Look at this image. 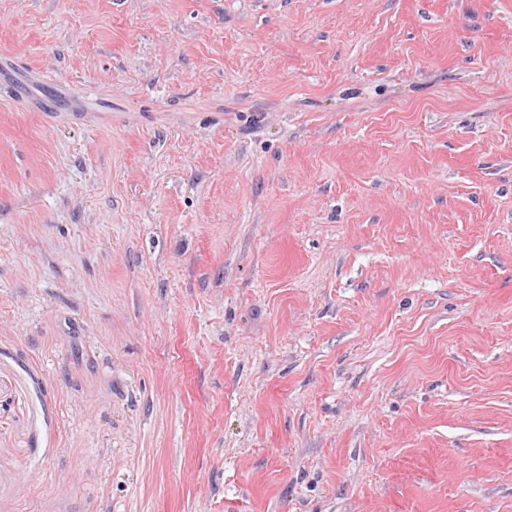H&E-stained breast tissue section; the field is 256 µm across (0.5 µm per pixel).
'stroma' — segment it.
<instances>
[{
	"instance_id": "1",
	"label": "stroma",
	"mask_w": 512,
	"mask_h": 512,
	"mask_svg": "<svg viewBox=\"0 0 512 512\" xmlns=\"http://www.w3.org/2000/svg\"><path fill=\"white\" fill-rule=\"evenodd\" d=\"M0 512H512V0H0Z\"/></svg>"
}]
</instances>
